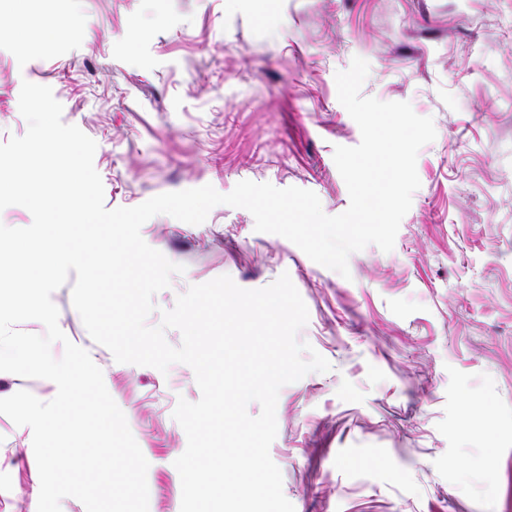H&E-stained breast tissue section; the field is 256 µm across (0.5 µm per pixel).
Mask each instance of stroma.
Returning <instances> with one entry per match:
<instances>
[{
  "instance_id": "stroma-1",
  "label": "stroma",
  "mask_w": 512,
  "mask_h": 512,
  "mask_svg": "<svg viewBox=\"0 0 512 512\" xmlns=\"http://www.w3.org/2000/svg\"><path fill=\"white\" fill-rule=\"evenodd\" d=\"M0 143L23 136V82L52 89L97 148L106 208L243 180L349 206L335 146L361 132L336 72L369 64L361 94L432 118L420 180L392 251L353 253L349 277L252 214L219 205L191 225L141 228L190 286L227 275L259 289L289 274L300 341L332 365L281 388L270 457L295 512H512V0H0ZM58 324L102 370L149 463V512H180L178 399L193 370L115 361L72 286ZM32 431L0 414V512H37Z\"/></svg>"
}]
</instances>
